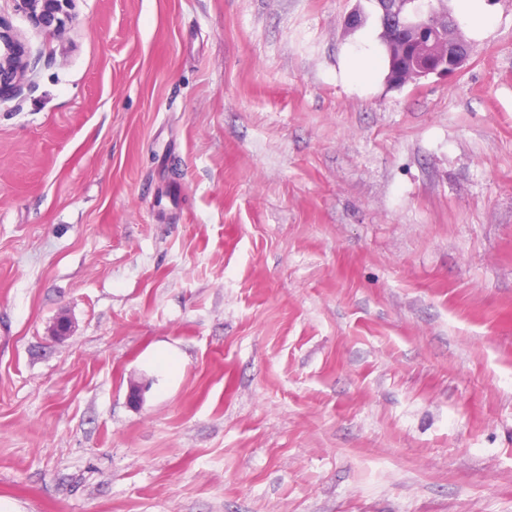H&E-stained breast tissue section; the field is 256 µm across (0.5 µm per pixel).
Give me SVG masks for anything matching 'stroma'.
I'll list each match as a JSON object with an SVG mask.
<instances>
[{
    "label": "stroma",
    "mask_w": 512,
    "mask_h": 512,
    "mask_svg": "<svg viewBox=\"0 0 512 512\" xmlns=\"http://www.w3.org/2000/svg\"><path fill=\"white\" fill-rule=\"evenodd\" d=\"M482 5L460 72L393 88L373 0H75L58 36L0 0V504L512 512V0ZM25 45L14 34L12 27L0 15V103L9 99L27 71Z\"/></svg>",
    "instance_id": "stroma-1"
}]
</instances>
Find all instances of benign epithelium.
Wrapping results in <instances>:
<instances>
[{
	"mask_svg": "<svg viewBox=\"0 0 512 512\" xmlns=\"http://www.w3.org/2000/svg\"><path fill=\"white\" fill-rule=\"evenodd\" d=\"M17 11L26 14L32 23L52 34H59L73 20L74 0H12ZM408 8L381 20L382 28L391 31L403 27L415 32L418 50L413 59L415 80L431 75L451 76L463 69L469 60L464 47L448 43V55L442 57L434 49L435 28L427 23L429 0H405ZM27 71L25 45L14 34L6 19L0 16V103L9 99Z\"/></svg>",
	"mask_w": 512,
	"mask_h": 512,
	"instance_id": "benign-epithelium-1",
	"label": "benign epithelium"
}]
</instances>
